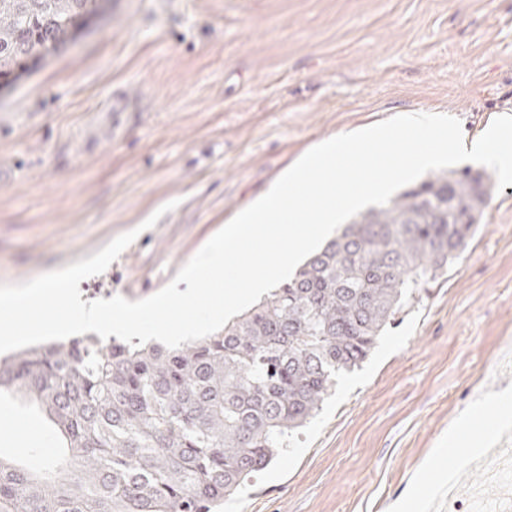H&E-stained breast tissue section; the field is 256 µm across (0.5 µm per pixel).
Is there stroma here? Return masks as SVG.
<instances>
[{"mask_svg": "<svg viewBox=\"0 0 512 512\" xmlns=\"http://www.w3.org/2000/svg\"><path fill=\"white\" fill-rule=\"evenodd\" d=\"M116 90L130 97L117 132ZM422 111L458 118L468 141L512 115V0H105L62 52L0 85V284L135 229L79 288L86 302L147 298L312 147ZM504 392L512 185L231 512H395L415 494L425 512L496 495L512 512L485 462L512 441V428L485 435ZM49 440L41 414L0 397V454Z\"/></svg>", "mask_w": 512, "mask_h": 512, "instance_id": "stroma-1", "label": "stroma"}]
</instances>
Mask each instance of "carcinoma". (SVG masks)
I'll list each match as a JSON object with an SVG mask.
<instances>
[{"label":"carcinoma","instance_id":"1","mask_svg":"<svg viewBox=\"0 0 512 512\" xmlns=\"http://www.w3.org/2000/svg\"><path fill=\"white\" fill-rule=\"evenodd\" d=\"M101 0H0V76L54 55ZM491 184L441 171L358 213L294 276L204 339L169 349L80 336L0 356L66 458L0 456V512H224L292 445L480 224Z\"/></svg>","mask_w":512,"mask_h":512}]
</instances>
